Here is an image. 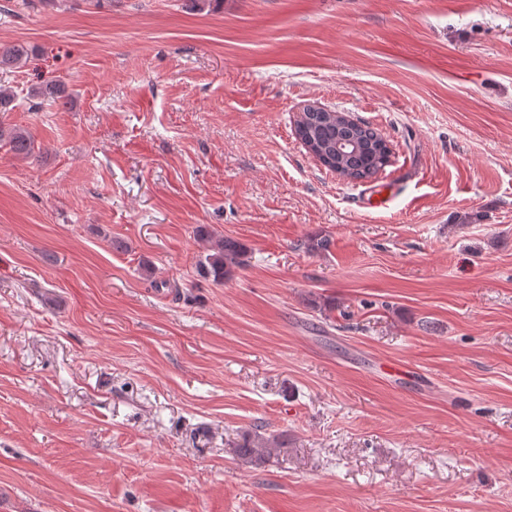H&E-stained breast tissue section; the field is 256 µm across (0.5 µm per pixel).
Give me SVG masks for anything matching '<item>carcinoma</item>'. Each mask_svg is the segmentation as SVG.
<instances>
[{"label": "carcinoma", "instance_id": "obj_1", "mask_svg": "<svg viewBox=\"0 0 512 512\" xmlns=\"http://www.w3.org/2000/svg\"><path fill=\"white\" fill-rule=\"evenodd\" d=\"M33 49L14 44L0 46V67L17 66L28 58ZM63 94L60 86L47 82L31 89L30 96L37 99L52 98L59 100ZM296 134L299 139L311 138L322 151L331 153L338 143H353L355 149L344 154L339 165L353 180L370 179L387 165L378 151V144L383 137L378 130L362 121L346 122L334 112H304L297 122ZM7 140L9 150L19 156L29 157L34 151V140L29 131L14 128L9 135H4L0 127V141ZM197 237L209 243L204 260L198 264V273L205 279L222 284L232 279L237 271L249 265L250 251L238 239L230 236L216 237L205 226L196 228ZM283 447L277 438H264L259 435L244 438L236 448L238 457L246 462L258 463L271 454L274 448Z\"/></svg>", "mask_w": 512, "mask_h": 512}]
</instances>
